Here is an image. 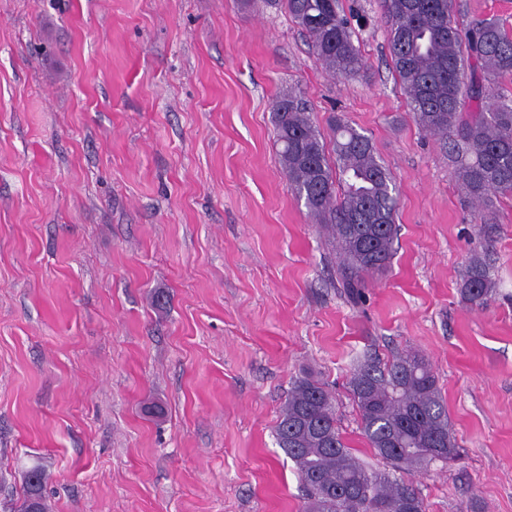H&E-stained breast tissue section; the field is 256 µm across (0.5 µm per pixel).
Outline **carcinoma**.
Segmentation results:
<instances>
[{"label":"carcinoma","mask_w":512,"mask_h":512,"mask_svg":"<svg viewBox=\"0 0 512 512\" xmlns=\"http://www.w3.org/2000/svg\"><path fill=\"white\" fill-rule=\"evenodd\" d=\"M281 6L308 36L322 67L344 80L364 71L348 18L339 0H267ZM393 68L415 122L443 138L460 155L459 180L469 198L512 195V100L493 99L486 75L512 74V35L494 20L466 29L454 19V0H380ZM470 81L463 84L465 68ZM468 96L478 112H459ZM278 155L289 190L328 232L339 258L337 272L350 293L384 271L397 236V189L372 140L343 117L331 114L327 131L314 122L301 93L274 104ZM460 292L475 308L486 306L495 282L479 259L471 262ZM350 390L361 436L385 463L373 469L353 453L336 420V399L307 376L288 391L275 427L276 443L294 463L304 492L301 512H426L409 476L434 462L460 458L437 378L424 357L405 352L383 363L365 358L352 372ZM46 471L25 473L18 512H47Z\"/></svg>","instance_id":"1"}]
</instances>
